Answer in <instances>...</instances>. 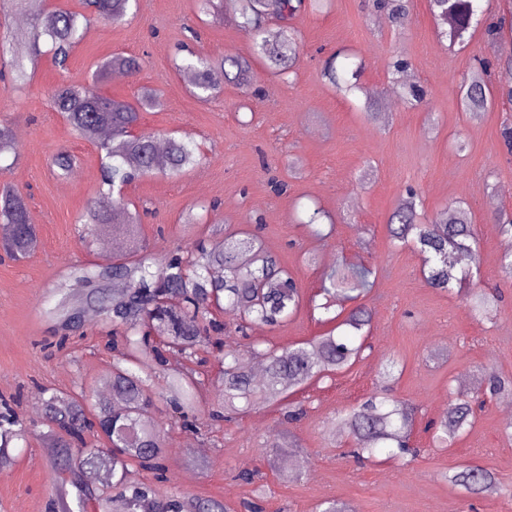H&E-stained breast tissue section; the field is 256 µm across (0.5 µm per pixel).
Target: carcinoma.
Instances as JSON below:
<instances>
[{
	"mask_svg": "<svg viewBox=\"0 0 512 512\" xmlns=\"http://www.w3.org/2000/svg\"><path fill=\"white\" fill-rule=\"evenodd\" d=\"M132 0H79V9L62 7L43 10L33 16L24 30L10 26L11 15L24 9L26 0H0V81L6 92H19L29 82L43 51L41 41L50 44L49 54L62 74L82 41L87 25L94 19L121 23L131 10ZM323 0H242L240 27L253 41V59L262 62L276 76H286L296 65L302 48L300 31L292 20L307 7ZM479 0H429L430 12L441 37L452 46L468 45L481 23ZM376 7L388 14L389 22L402 26L408 20L412 0H376ZM280 22L276 39L266 36L270 19ZM27 43V52L18 54L15 42ZM337 55L324 64L322 77L337 90L349 94L362 90L358 77L362 64L354 69L336 65ZM175 70L192 75L190 94L207 101L219 93L226 82L247 81L250 63L233 55L184 59L173 63ZM134 74L139 70L136 58L111 55L102 60L83 84L64 78L57 85L52 104L65 115L75 135L96 148L100 179L96 196L77 217L82 225L79 239L90 246L97 241L102 224L123 232L129 242L124 259L118 265L83 266L71 270L53 285L56 303L44 311L61 329L77 332L82 318L95 311L112 326V362L110 385L112 404L105 395H67L43 389L44 414L40 425L44 436L60 448L54 470L62 474L60 493L71 496L77 512H226L223 502L194 496L161 495L152 484L129 486L124 475L138 464L157 473L165 470L167 448L164 432L147 421L143 412L157 397L169 402L180 414L183 428L196 432L198 420L207 414L213 422L229 420L239 411L238 402L261 400L284 410V418L297 420L302 411L288 409L285 387L299 390L350 367L362 357L370 313L360 299L367 297L375 284L376 272L367 266L339 264L322 279L318 294L325 302L311 300L320 311L318 321L333 325L329 331L298 345L281 350L259 348L251 352L264 364L258 379L240 361L238 349L221 342L227 327L218 312L223 309L239 316L235 331L246 333L253 325L276 328L293 317L303 304V295L293 273L278 255L267 250L261 239L249 232L224 235L221 246L205 239L186 249L173 247L158 257L148 250L140 236L139 213L129 207L125 196L117 192L123 185L155 175L178 177L205 160L198 147L174 137L165 141V151H157V138L151 133L129 135V129L141 125L142 112L158 103L155 90L141 87L131 98L106 96L98 84L112 71ZM481 72L460 86L461 101L471 114L485 111L492 96ZM426 90L415 83H402L401 100L406 106L426 104ZM17 129L0 123V156H19ZM418 194L406 191L405 202L392 214L394 239L411 242L423 257V275L427 284L442 292L453 290L467 305L477 321L497 316L499 295L495 289L469 288L467 275L458 273L448 255L476 254L477 237L467 211L458 206L436 217L418 220ZM326 212L316 207L306 212L302 223L315 237H324L321 229ZM37 244V227L27 197L7 183L0 182V248L14 259L27 257ZM343 294L355 303L349 310H336V295ZM208 345H222V370L215 381L200 372H186L169 362L174 354L191 361ZM490 394L512 391V377L485 369ZM214 390V403L202 407L200 394ZM415 410L398 397L381 393L370 395L361 405L346 411L339 426L351 439L349 455L361 461L379 449L391 457L416 455L412 445ZM475 411L469 395L460 393L448 403V414L438 422L439 439L453 443L474 424ZM37 433L10 405L0 404V462L8 459L15 441H27ZM88 433L106 434L108 448L86 447ZM88 471L96 472L100 483L84 480ZM448 481L472 495L497 487L495 474L477 463H465L448 476Z\"/></svg>",
	"mask_w": 512,
	"mask_h": 512,
	"instance_id": "carcinoma-1",
	"label": "carcinoma"
}]
</instances>
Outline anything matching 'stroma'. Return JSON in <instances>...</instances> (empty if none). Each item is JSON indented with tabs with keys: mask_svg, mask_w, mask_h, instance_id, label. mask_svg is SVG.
Returning <instances> with one entry per match:
<instances>
[{
	"mask_svg": "<svg viewBox=\"0 0 512 512\" xmlns=\"http://www.w3.org/2000/svg\"><path fill=\"white\" fill-rule=\"evenodd\" d=\"M237 14L236 0H226L224 19L216 23L203 20L196 0H137L123 24H88L68 77L84 81L113 54L139 58V72L106 80L101 92L128 97L141 86L156 89L161 104L143 112V130L187 136L207 156L179 177L144 178L126 187V199L144 210L141 236L157 256L199 236L220 241L255 224L264 244L296 275L304 297L314 295L323 272L339 263L373 267L377 284L364 300L371 312L368 348L350 368L290 394L304 410L290 424L278 407L261 403L232 421L190 432L165 401H155L148 418L163 428L168 448L161 494L217 499L229 512H244L260 491L264 512H316L327 499L348 503L352 512H512V421L500 411L502 396L486 401L453 447H437L425 430L442 418L450 389L484 390L481 381L465 387L463 375L477 377L491 366L512 376V280L500 269L505 245L497 222L500 213H512V155L500 139L503 124H512V103L493 101L475 118L458 94L462 78L484 59L493 63L490 87L512 84V68L494 64L497 51L512 50V35L496 50L478 30L466 48H452L440 39L428 0H413L401 28L377 25L372 0H329L295 18L302 54L289 79L258 67L254 84L262 96L228 83L218 99L198 101L172 59L184 43L201 56L251 57L252 41ZM339 51L362 63L359 83L373 92L372 115L364 113L363 95L338 93L322 78L325 60ZM397 56L410 62L412 81L426 88V105L394 103L389 63ZM58 80L50 57H43L24 93L0 110V121L20 133V156L6 178L27 196L38 227L30 257L0 260V396L35 422L41 414L31 401L42 388L99 390L113 358L110 328L100 316L64 338L43 315L50 287L73 265H105L104 245L112 240L104 234L103 245L90 248L78 240L75 220L95 194L99 164L94 146L76 138L49 108ZM62 149L77 159L78 183L55 174L52 158ZM277 181L287 182V193L275 192ZM409 186L420 192L428 216L459 203L479 226L477 256L462 266L477 287L501 289L493 322H476L457 294L430 288L421 254L392 244L388 222ZM315 203L335 221L330 236L313 237L298 222ZM325 330L305 305L280 328L254 326L229 341L243 346L247 363L248 342L282 348ZM390 358L402 368L395 392L416 410L412 441L419 454L408 462L381 456L360 464L346 455L338 417L379 390ZM290 433L300 449L269 461L267 443ZM56 456L49 439L39 436L12 448L0 465V512H48L59 485ZM468 462L494 471L497 488L472 499L451 485L448 473ZM253 471L260 481L241 480V473Z\"/></svg>",
	"mask_w": 512,
	"mask_h": 512,
	"instance_id": "35a3bbf8",
	"label": "stroma"
}]
</instances>
